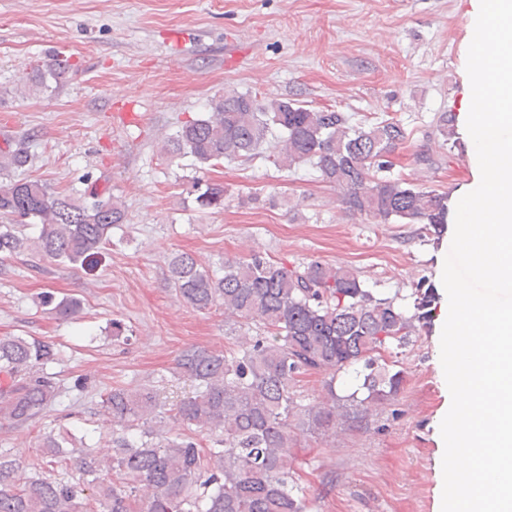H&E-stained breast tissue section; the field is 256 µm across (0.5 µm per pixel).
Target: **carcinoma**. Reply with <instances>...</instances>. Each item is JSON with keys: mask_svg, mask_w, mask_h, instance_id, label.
I'll use <instances>...</instances> for the list:
<instances>
[{"mask_svg": "<svg viewBox=\"0 0 512 512\" xmlns=\"http://www.w3.org/2000/svg\"><path fill=\"white\" fill-rule=\"evenodd\" d=\"M53 59L46 76L65 73ZM435 131L455 137L454 118L444 112ZM406 139L394 119L355 123L332 108H313L294 98H258L232 90L211 103V112L184 122L164 152L190 158L199 174L223 161L258 157L279 169L309 165L338 190L346 207L385 222L421 225L420 237L448 223L449 192L427 189L390 175L391 156ZM32 155L28 148L0 149V259L24 253L93 268L112 233L125 224L116 197L91 191L73 198L38 180L15 179ZM188 194L201 213L224 208V183L192 178ZM38 226L35 238L26 224ZM170 281L188 306H224V325L237 337L228 352L190 349L176 369L193 389L174 405L171 418L182 431L160 427L128 433L160 418L153 387H114L101 406L120 435L112 457L100 459L92 445L77 448L68 436L45 432L39 448L49 462L75 468L77 482L40 475L16 483L19 468L0 452V512H307L304 487L288 471L300 434L324 435L376 403L395 399L405 370L381 352L402 350L428 327L437 307L434 287L421 279L412 309L379 298L357 272L321 262L285 267L253 254L224 262L216 276L188 253L168 260ZM59 319H73L80 302L42 301ZM260 333L253 334V328ZM61 360L53 343L22 336L0 338V422L22 425L38 419L60 397L48 368ZM362 366L361 384L336 397L334 374ZM309 371L331 374L325 395L297 402L294 387ZM216 436L212 447L198 435Z\"/></svg>", "mask_w": 512, "mask_h": 512, "instance_id": "cac0c4a2", "label": "carcinoma"}]
</instances>
